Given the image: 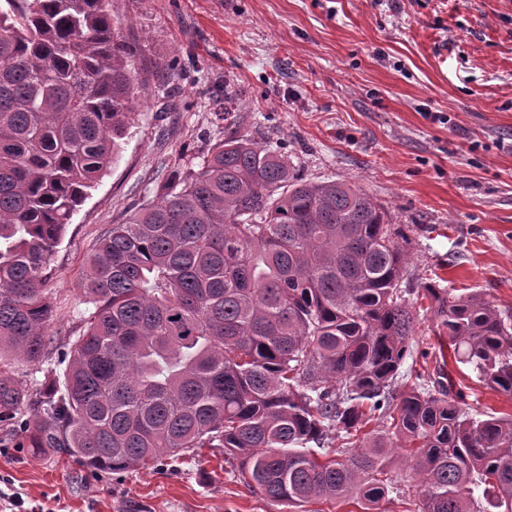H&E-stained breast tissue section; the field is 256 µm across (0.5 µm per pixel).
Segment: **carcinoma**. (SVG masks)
I'll use <instances>...</instances> for the list:
<instances>
[{
    "label": "carcinoma",
    "instance_id": "carcinoma-1",
    "mask_svg": "<svg viewBox=\"0 0 512 512\" xmlns=\"http://www.w3.org/2000/svg\"><path fill=\"white\" fill-rule=\"evenodd\" d=\"M135 54L112 0H0V362L43 373L34 393L0 370V423L100 471L222 448L273 501L364 512L400 493L399 453L421 512H512V415L401 371L418 314L401 229L233 132L97 240L64 380L43 368L51 257L162 68ZM423 297L455 363L512 395V316L480 292Z\"/></svg>",
    "mask_w": 512,
    "mask_h": 512
}]
</instances>
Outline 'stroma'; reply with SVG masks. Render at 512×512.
Segmentation results:
<instances>
[{"mask_svg":"<svg viewBox=\"0 0 512 512\" xmlns=\"http://www.w3.org/2000/svg\"><path fill=\"white\" fill-rule=\"evenodd\" d=\"M141 58L161 63L122 148L68 224L47 285L46 367L86 314L96 238L154 197L172 166H197L230 132L279 150L299 177L344 178L407 234L402 285L481 292L512 314V0H114ZM233 92V113L224 94ZM434 112L449 123L431 120ZM413 367L440 362L432 313L417 317ZM478 411L512 397L448 363ZM0 492L20 512H350L299 509L249 487L218 448L117 472L36 452L0 427Z\"/></svg>","mask_w":512,"mask_h":512,"instance_id":"1","label":"stroma"}]
</instances>
